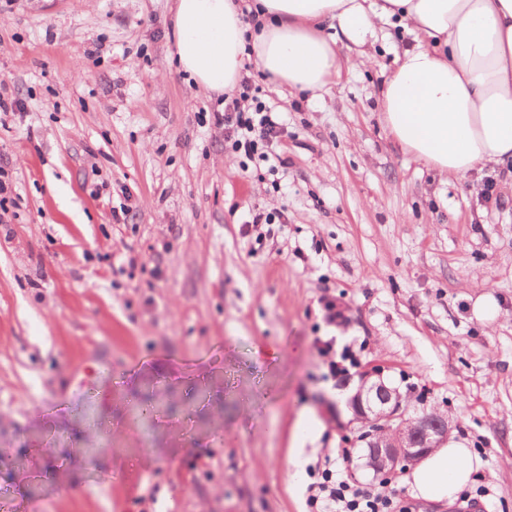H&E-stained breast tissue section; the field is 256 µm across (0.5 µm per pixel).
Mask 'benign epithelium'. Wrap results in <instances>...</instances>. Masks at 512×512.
Here are the masks:
<instances>
[{
    "instance_id": "obj_1",
    "label": "benign epithelium",
    "mask_w": 512,
    "mask_h": 512,
    "mask_svg": "<svg viewBox=\"0 0 512 512\" xmlns=\"http://www.w3.org/2000/svg\"><path fill=\"white\" fill-rule=\"evenodd\" d=\"M354 420L369 442L363 467L381 477L416 464L448 439L451 426L437 412L410 415L402 394L374 366L363 373L349 401Z\"/></svg>"
}]
</instances>
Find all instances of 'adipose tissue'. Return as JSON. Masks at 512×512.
Segmentation results:
<instances>
[{
    "label": "adipose tissue",
    "mask_w": 512,
    "mask_h": 512,
    "mask_svg": "<svg viewBox=\"0 0 512 512\" xmlns=\"http://www.w3.org/2000/svg\"><path fill=\"white\" fill-rule=\"evenodd\" d=\"M259 31H249L244 11ZM414 43L381 88L386 128L401 148L463 176L512 161V0H176L175 55L194 84L216 95L253 62L275 90L317 92L343 67L370 62L378 24ZM355 52L340 57L339 44ZM470 452L441 449L413 482L425 497H452L468 482Z\"/></svg>",
    "instance_id": "adipose-tissue-1"
}]
</instances>
